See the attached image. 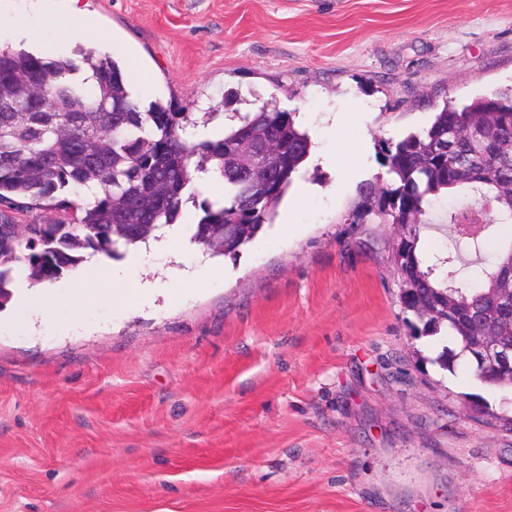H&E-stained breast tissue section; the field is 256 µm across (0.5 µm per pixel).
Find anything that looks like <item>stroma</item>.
<instances>
[{
	"mask_svg": "<svg viewBox=\"0 0 512 512\" xmlns=\"http://www.w3.org/2000/svg\"><path fill=\"white\" fill-rule=\"evenodd\" d=\"M148 100L301 115L322 159L236 256L127 248L150 296L0 319V512H512V387L434 364L363 187L383 143L512 86V0H79ZM360 115V129L331 124ZM207 266L199 286L175 263Z\"/></svg>",
	"mask_w": 512,
	"mask_h": 512,
	"instance_id": "obj_1",
	"label": "stroma"
}]
</instances>
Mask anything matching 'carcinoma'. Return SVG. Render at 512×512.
I'll list each match as a JSON object with an SVG mask.
<instances>
[{"label":"carcinoma","mask_w":512,"mask_h":512,"mask_svg":"<svg viewBox=\"0 0 512 512\" xmlns=\"http://www.w3.org/2000/svg\"><path fill=\"white\" fill-rule=\"evenodd\" d=\"M59 103L36 112L34 96ZM0 206L21 210L62 191L97 189L64 206L69 221L30 227L0 221V308L23 274L32 284L54 282L86 256L119 255L118 247L146 243L174 224L203 174L224 183L229 205H204L190 240L215 255H235L271 222L275 209L309 154L307 132L293 113L268 103L254 112H228L216 140H186V112L156 101L141 110L115 57L89 51L82 65L24 49L0 50ZM276 145L263 151L264 142ZM388 180L366 184L374 215L396 225L394 263L402 279L400 303L412 314L414 336L452 340L432 362L452 372L466 363L481 383L495 387L492 369L476 367L474 337L494 333L512 342V245L482 270L484 285L464 291L451 284L454 259L432 263L417 253L420 229L433 205L466 190L475 199L448 210L443 223L512 224V88L457 105L450 101L430 125L384 146Z\"/></svg>","instance_id":"cac0c4a2"}]
</instances>
